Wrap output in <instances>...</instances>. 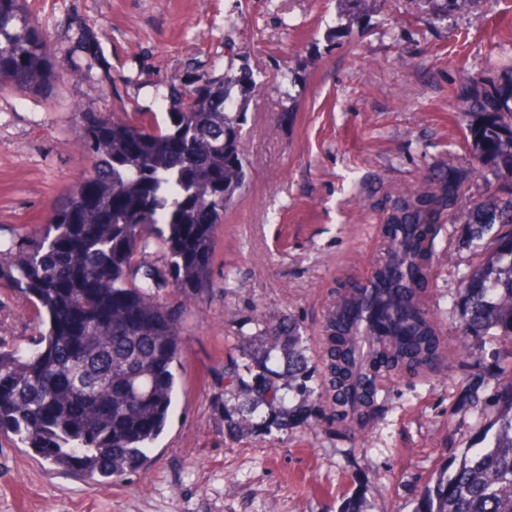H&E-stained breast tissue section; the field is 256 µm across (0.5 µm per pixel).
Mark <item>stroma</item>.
<instances>
[{
    "label": "stroma",
    "mask_w": 512,
    "mask_h": 512,
    "mask_svg": "<svg viewBox=\"0 0 512 512\" xmlns=\"http://www.w3.org/2000/svg\"><path fill=\"white\" fill-rule=\"evenodd\" d=\"M64 78L45 93L0 87V236L34 234L92 169L84 112L165 116L196 79L250 66L260 91L241 125L249 176L216 231L207 288L183 296L176 409L142 469L89 487L0 435V512H415L435 473L495 431L490 406L512 339L460 343L466 276L493 261L440 217L418 300L438 355L388 375L361 421L340 425L332 393L291 395L286 426L233 434L238 394L266 319L297 324L313 378L324 328L376 270L401 192L469 168L460 115L476 82L512 66V0H458L436 19L423 0H27ZM95 35L96 55L79 47ZM35 314L0 288V342L26 345Z\"/></svg>",
    "instance_id": "stroma-1"
}]
</instances>
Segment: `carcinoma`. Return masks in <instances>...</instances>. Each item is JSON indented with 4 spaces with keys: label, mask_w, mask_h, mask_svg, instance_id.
Wrapping results in <instances>:
<instances>
[{
    "label": "carcinoma",
    "mask_w": 512,
    "mask_h": 512,
    "mask_svg": "<svg viewBox=\"0 0 512 512\" xmlns=\"http://www.w3.org/2000/svg\"><path fill=\"white\" fill-rule=\"evenodd\" d=\"M61 78L42 27L25 0H0V83L42 91ZM243 68L199 80L187 100L154 115L81 113V148L93 170L72 184L43 229L0 238V285L17 289L37 323L29 346L0 345V433L59 470L91 483L117 481L141 469L163 433L179 386L183 338L180 307L165 294L194 293L210 280L215 234L245 186L240 138L243 101L256 89ZM467 130L475 159L512 175V72L476 84ZM466 176L450 170L432 194L401 197L389 218L388 253L404 250L408 279L395 289L425 287L431 210L448 212L474 241L493 236L496 269L477 270L462 289V336L512 337V184L457 209ZM163 265L149 264L152 253ZM414 297L379 301L389 336L372 363L401 370L438 351L429 316ZM334 374L344 372L356 337H331ZM251 377L227 373L247 398L230 420L234 433L280 425L256 421L284 400L283 390L314 391L296 328L267 325L251 353ZM287 364L288 386L279 383ZM497 430L484 448H468L450 472L438 473L415 512H512V379L499 384Z\"/></svg>",
    "instance_id": "obj_1"
}]
</instances>
